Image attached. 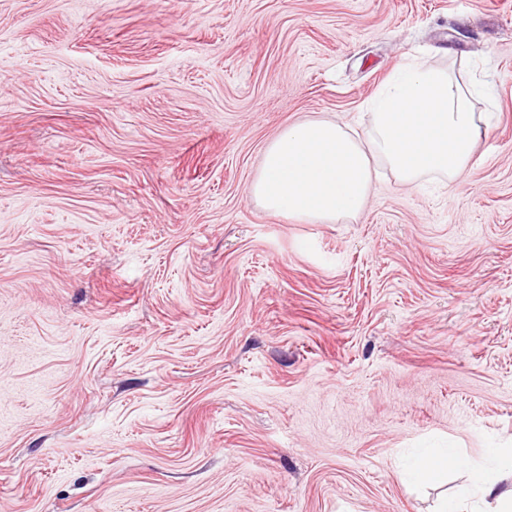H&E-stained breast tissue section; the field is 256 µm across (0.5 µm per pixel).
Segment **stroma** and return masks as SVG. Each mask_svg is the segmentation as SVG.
<instances>
[{
    "label": "stroma",
    "instance_id": "stroma-1",
    "mask_svg": "<svg viewBox=\"0 0 512 512\" xmlns=\"http://www.w3.org/2000/svg\"><path fill=\"white\" fill-rule=\"evenodd\" d=\"M489 82L467 175L250 193L401 65ZM512 448V0H0V512H435Z\"/></svg>",
    "mask_w": 512,
    "mask_h": 512
}]
</instances>
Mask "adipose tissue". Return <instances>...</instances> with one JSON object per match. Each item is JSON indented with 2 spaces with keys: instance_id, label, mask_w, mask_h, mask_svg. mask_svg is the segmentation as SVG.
Instances as JSON below:
<instances>
[{
  "instance_id": "adipose-tissue-1",
  "label": "adipose tissue",
  "mask_w": 512,
  "mask_h": 512,
  "mask_svg": "<svg viewBox=\"0 0 512 512\" xmlns=\"http://www.w3.org/2000/svg\"><path fill=\"white\" fill-rule=\"evenodd\" d=\"M490 89L448 70L414 63L404 67L371 99L365 139L331 120L289 123L266 146L250 192L262 208L308 222H336L363 208L376 171L385 162L399 182L412 185L427 174L454 182L467 172L490 113L478 109ZM492 467L469 465L447 448L426 452L411 477L440 480L445 469L470 467L468 482L440 512H512V490L499 487L498 472L512 471V448H491Z\"/></svg>"
}]
</instances>
